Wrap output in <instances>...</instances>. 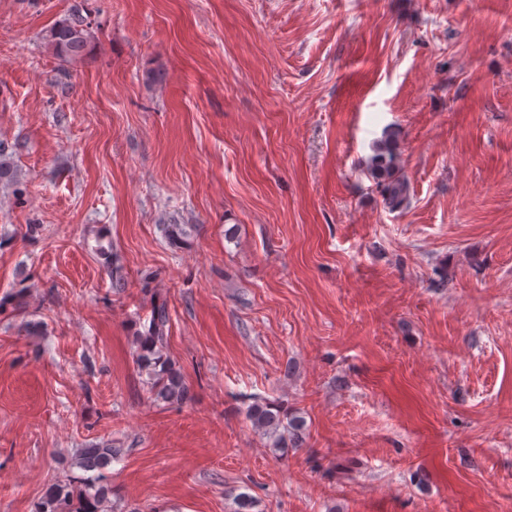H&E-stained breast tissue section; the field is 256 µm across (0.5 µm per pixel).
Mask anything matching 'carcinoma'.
Instances as JSON below:
<instances>
[{"mask_svg":"<svg viewBox=\"0 0 512 512\" xmlns=\"http://www.w3.org/2000/svg\"><path fill=\"white\" fill-rule=\"evenodd\" d=\"M91 38L88 15L76 8L51 27L48 43L57 57L73 60L87 53ZM373 151L368 172L381 189L388 208L400 209L408 204L409 188L405 179L398 175L396 141L392 137L380 140ZM168 323L167 303L154 304L144 332L135 337V362L139 371L148 377L147 385L154 401L178 403L188 398L189 389L180 370L164 354ZM247 418L257 431L273 439L276 448L285 444L286 435L294 437L304 426L302 419L282 414L279 407L265 400L252 403ZM121 459V449L110 443L79 449L72 465L81 475L51 484L43 493L36 512H108L112 485L107 482L106 470Z\"/></svg>","mask_w":512,"mask_h":512,"instance_id":"cac0c4a2","label":"carcinoma"}]
</instances>
